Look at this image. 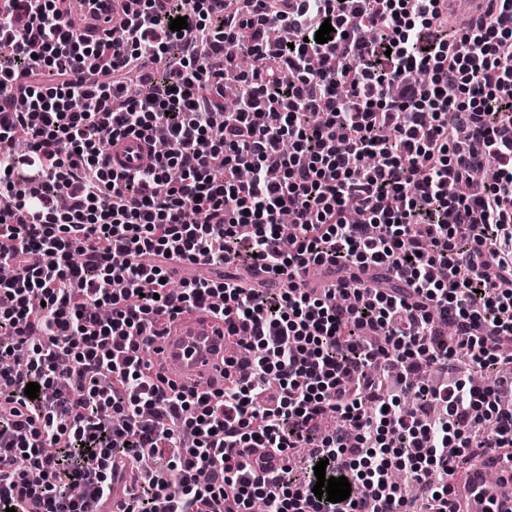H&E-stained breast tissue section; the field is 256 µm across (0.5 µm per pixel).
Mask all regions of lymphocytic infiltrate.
Returning <instances> with one entry per match:
<instances>
[{"instance_id": "obj_1", "label": "lymphocytic infiltrate", "mask_w": 512, "mask_h": 512, "mask_svg": "<svg viewBox=\"0 0 512 512\" xmlns=\"http://www.w3.org/2000/svg\"><path fill=\"white\" fill-rule=\"evenodd\" d=\"M62 2L0 0V512H105L127 463L143 473L128 512H395L392 470L448 512L435 472L489 450L512 463V0L463 30L441 0H136L120 42L119 0L77 33ZM175 48L129 97L133 64ZM159 129L152 165L109 168V143ZM175 262L228 272L173 289ZM313 268L335 285L305 289ZM177 310L249 339L215 397L166 391L128 353ZM459 350L488 385L420 384ZM330 411L346 427L318 435ZM304 444L355 494L321 500L315 474L242 459ZM163 456L166 474L147 468Z\"/></svg>"}]
</instances>
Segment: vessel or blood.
I'll use <instances>...</instances> for the list:
<instances>
[{
  "label": "vessel or blood",
  "mask_w": 512,
  "mask_h": 512,
  "mask_svg": "<svg viewBox=\"0 0 512 512\" xmlns=\"http://www.w3.org/2000/svg\"><path fill=\"white\" fill-rule=\"evenodd\" d=\"M486 6L487 0H447L441 18L455 28L481 14ZM147 154L144 140L132 135L107 148L108 163L115 170L139 163ZM153 330L157 369L176 388L204 392L223 383L227 353L222 321L192 311L158 318ZM492 472L502 482L512 483V464L492 458L471 468L464 480L448 473V487L453 494L468 498L469 512H512V495H501L489 484Z\"/></svg>",
  "instance_id": "obj_1"
}]
</instances>
